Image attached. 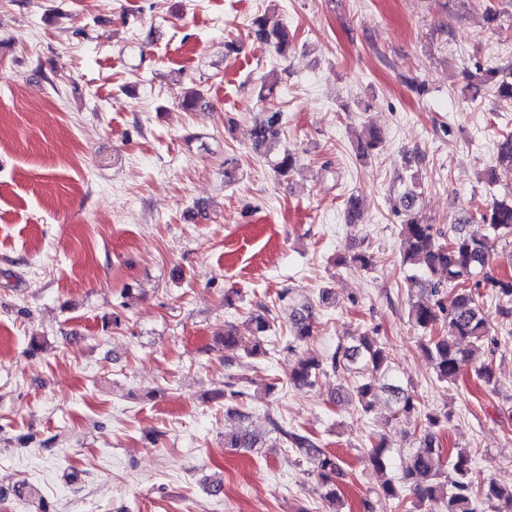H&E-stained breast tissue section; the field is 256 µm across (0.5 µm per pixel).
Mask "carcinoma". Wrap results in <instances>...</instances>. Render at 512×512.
I'll list each match as a JSON object with an SVG mask.
<instances>
[{
    "mask_svg": "<svg viewBox=\"0 0 512 512\" xmlns=\"http://www.w3.org/2000/svg\"><path fill=\"white\" fill-rule=\"evenodd\" d=\"M250 33L254 41L271 44L282 54L288 50V30L269 26L265 16L252 20ZM476 79L475 89L489 86L499 96L512 99V63L480 68ZM282 126L283 112L265 110L252 132L253 148L265 149L279 137ZM496 148L497 165L512 172V132L500 134ZM420 197L415 187L408 186L390 199V210L400 220L401 264L412 271L406 280L427 292L424 300H409L408 321L421 332V349L431 358L437 380L454 384L463 362L472 360L486 347L498 348V339L492 337L483 310L484 295L494 298L500 316L512 322V275L498 277L489 269L495 243L506 240L512 244V199L494 198L479 213L490 234H469L466 226L473 216L468 215L452 225V233L445 239L435 225L422 221ZM336 265L370 270L375 261L372 254L360 251L337 257ZM248 322L254 342L247 355L268 356L264 338L273 328L269 309L258 306L250 312ZM314 324L312 307L292 310L288 351L295 352L309 342L314 336ZM352 365L357 366L363 381L350 391L337 392L336 402L353 401L359 412L369 414L378 392L384 391L391 395L395 414H419L420 426L414 433L418 449L404 460L401 476L413 496L412 504L427 512H476L475 502L482 500L492 512H512V489L506 491L492 479H478L473 456L467 449L442 447L440 432L451 421V413H420L417 397L394 380L390 353L377 337L352 336L347 345H338L326 362L308 351L302 352L289 368L288 381L297 387H312L320 376ZM270 423L286 443L316 462L317 477L325 489L323 498L331 512H336V503L340 502L336 489V478L342 474L340 459L320 448L308 435L287 429L273 418ZM257 442V436L244 426L224 438V446L229 448L250 449ZM370 445L367 460L375 468L384 469L389 451L385 435L371 437Z\"/></svg>",
    "mask_w": 512,
    "mask_h": 512,
    "instance_id": "1",
    "label": "carcinoma"
}]
</instances>
